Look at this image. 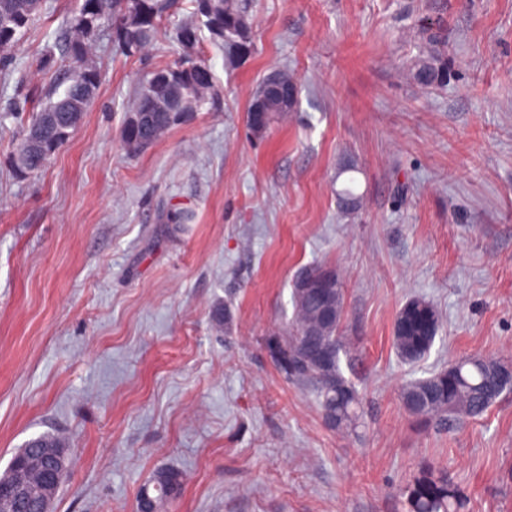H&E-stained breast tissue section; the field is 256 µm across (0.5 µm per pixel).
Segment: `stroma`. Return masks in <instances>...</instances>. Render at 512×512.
Listing matches in <instances>:
<instances>
[{
  "label": "stroma",
  "instance_id": "35a3bbf8",
  "mask_svg": "<svg viewBox=\"0 0 512 512\" xmlns=\"http://www.w3.org/2000/svg\"><path fill=\"white\" fill-rule=\"evenodd\" d=\"M74 6L42 0L0 76V472L53 432L71 469L52 512H135L167 468L180 489L163 512H405L425 464L464 487V512H512V392L445 429L399 398L453 359L512 355V0H255L246 58L199 35L215 105L137 154L125 117L178 59L172 28L193 6L178 0L134 56L104 24L80 127L19 178L25 114L54 84L35 61ZM429 25L448 35L433 88L407 73ZM282 67L295 103L254 135L248 109ZM311 264L344 290L355 436L328 429L267 349ZM412 298L437 308L440 332L406 364L392 336Z\"/></svg>",
  "mask_w": 512,
  "mask_h": 512
}]
</instances>
